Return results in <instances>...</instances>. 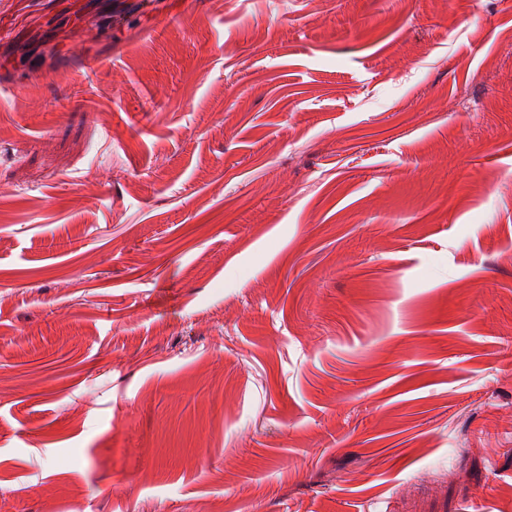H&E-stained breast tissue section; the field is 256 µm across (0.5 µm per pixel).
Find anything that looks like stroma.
<instances>
[{
    "label": "stroma",
    "instance_id": "stroma-1",
    "mask_svg": "<svg viewBox=\"0 0 512 512\" xmlns=\"http://www.w3.org/2000/svg\"><path fill=\"white\" fill-rule=\"evenodd\" d=\"M0 512H512V0H0Z\"/></svg>",
    "mask_w": 512,
    "mask_h": 512
}]
</instances>
